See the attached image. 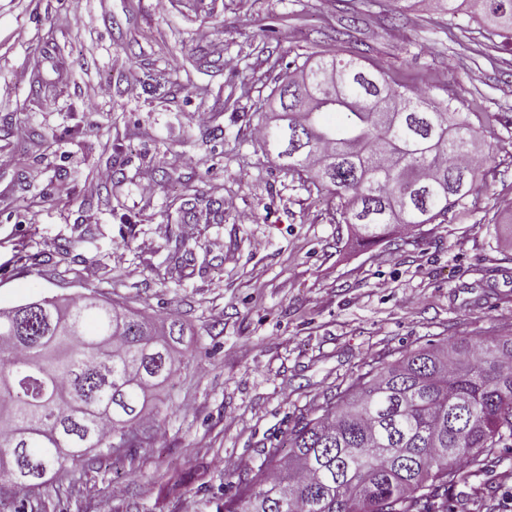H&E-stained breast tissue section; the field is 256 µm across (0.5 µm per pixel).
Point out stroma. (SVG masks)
<instances>
[{
    "label": "stroma",
    "instance_id": "stroma-1",
    "mask_svg": "<svg viewBox=\"0 0 512 512\" xmlns=\"http://www.w3.org/2000/svg\"><path fill=\"white\" fill-rule=\"evenodd\" d=\"M0 0V308L96 291L186 327L147 412L165 432L16 489L0 512H216L375 359L452 336L512 335V46L467 13L407 0ZM344 49L460 112L493 113L472 218L371 246L253 130L295 62ZM41 67L28 72V61ZM110 87L107 96L98 85ZM206 113L199 121L198 113ZM102 168L111 182L91 189ZM154 185L143 197V182ZM233 199L192 222L191 195ZM26 243L31 261L19 260ZM512 455L449 492L512 498Z\"/></svg>",
    "mask_w": 512,
    "mask_h": 512
}]
</instances>
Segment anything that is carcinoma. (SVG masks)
Instances as JSON below:
<instances>
[{"label": "carcinoma", "instance_id": "carcinoma-1", "mask_svg": "<svg viewBox=\"0 0 512 512\" xmlns=\"http://www.w3.org/2000/svg\"><path fill=\"white\" fill-rule=\"evenodd\" d=\"M470 13L512 41V0H469ZM322 87L306 111L292 78L275 90L288 123L262 122L266 150L296 155L286 169L309 174L364 242L391 239L401 225L471 213V157L479 132L449 101L370 69L356 51L303 62ZM389 140L403 151L386 150ZM0 310V476L40 489L46 476L89 454L116 455L148 436L149 393L179 363L184 336L173 318L152 342L145 314L91 291L43 297ZM279 446L216 512H448V491L512 448V336H458L411 349L356 375L320 414L300 417Z\"/></svg>", "mask_w": 512, "mask_h": 512}]
</instances>
